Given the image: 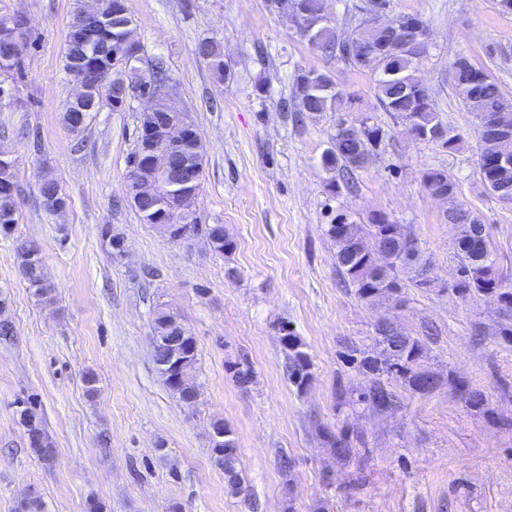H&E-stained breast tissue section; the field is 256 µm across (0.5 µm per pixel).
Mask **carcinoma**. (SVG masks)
Segmentation results:
<instances>
[{
  "label": "carcinoma",
  "mask_w": 512,
  "mask_h": 512,
  "mask_svg": "<svg viewBox=\"0 0 512 512\" xmlns=\"http://www.w3.org/2000/svg\"><path fill=\"white\" fill-rule=\"evenodd\" d=\"M306 12L304 22L312 26L317 36V47L329 50L339 47L338 60L358 69H368L376 74L375 96L383 111L400 121H408L418 131L445 130L435 110L431 94L421 85L416 76V64L403 51H392L377 56L366 44L348 49L345 44L358 41L347 21L322 22V0H303ZM100 38L80 50L88 62L110 74L115 79H150L155 82L169 80L163 62L158 61L150 76L146 77L135 67L124 73L119 59L128 51H143L134 35V22L129 16L125 0H112V19L100 27ZM198 52L206 58L217 78L223 80L228 73L224 55L219 43L205 39L198 45ZM305 78L299 72L292 87L293 111L298 120L316 118L324 112L336 113V121L353 111L355 98L340 89L321 90L300 95V83ZM457 98L464 108L474 115L490 110L495 116L491 127L476 126L475 133L480 144L479 174L483 186L492 194L497 187L506 185L512 191V103L509 102L500 85L492 79L484 80L472 71L458 70L453 73ZM408 87L417 90L410 96L403 92ZM364 138L349 135L338 127L331 136L329 146L321 156L324 169L332 173L326 187L331 194L351 193L354 190L356 172L365 168L373 157L379 155L388 138V130L376 122L365 123ZM167 159L160 157L151 165L129 166L127 179L130 198L142 221L151 223L152 216L159 212L160 203L169 193L167 181ZM14 180V167L10 162H0V229L8 232L18 223L16 202L7 193ZM428 192L448 203L447 216L459 225L455 239L454 256L458 278L451 284L452 290L461 297L479 294L512 311V285L496 274L492 254L488 245L482 244L477 233L484 231L479 217L461 207L457 201V182L444 170L429 171L424 175ZM177 221L181 229L192 233L199 230L200 223L188 200L176 199ZM402 225L385 213L372 214L367 224H356L347 215L340 213L335 222L326 225L325 233L336 248V270L348 287L354 289L357 298L369 304L383 299L398 297L409 287L423 288L429 285L425 276L428 268L420 240L401 231ZM20 272L33 295L51 300V289L41 255L25 251L20 255ZM181 324L179 315L163 304L153 310L152 329L154 335L165 339L178 337V348L183 355L184 382H176L167 370L159 373L166 386L179 400L190 404L192 386L191 372L197 361L196 339L191 334H178ZM299 349L291 352L286 365L288 379L299 389H305L311 382L308 354L301 349L303 342L296 338ZM425 344L403 331L390 334L375 329L374 342L363 347L350 346L348 357L361 370L372 375L370 385L360 391L358 402L374 414L390 410L395 394L392 385L403 384L412 391L427 394L437 388L424 382L421 359ZM234 381L242 386L254 380V372L247 361L242 359L228 367ZM19 423L28 435L31 449L44 459L53 456L52 442L45 433L42 422L28 406L18 411ZM214 429L224 431V445L213 446L215 462L224 470L228 490L237 494L242 488V477L238 470L239 458L236 439L232 428L222 420L214 421ZM327 446L339 458L346 460L353 453V442H362L363 435L344 431L335 434L325 427L319 428Z\"/></svg>",
  "instance_id": "obj_1"
}]
</instances>
